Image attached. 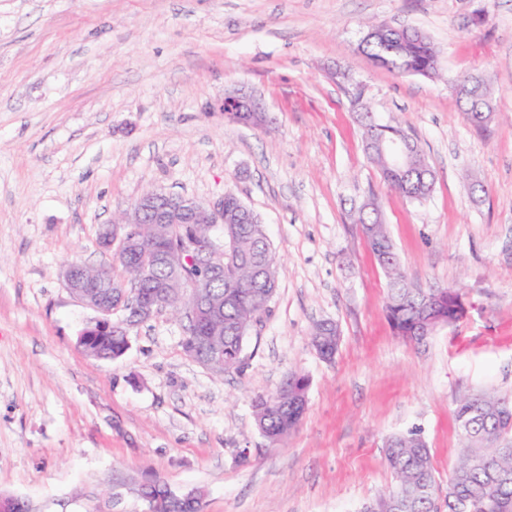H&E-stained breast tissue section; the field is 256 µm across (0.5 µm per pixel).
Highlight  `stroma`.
Listing matches in <instances>:
<instances>
[{
  "label": "stroma",
  "mask_w": 512,
  "mask_h": 512,
  "mask_svg": "<svg viewBox=\"0 0 512 512\" xmlns=\"http://www.w3.org/2000/svg\"><path fill=\"white\" fill-rule=\"evenodd\" d=\"M370 24L424 33L438 75L377 66L359 48ZM469 74L491 91L485 132L454 91ZM351 82L420 142L425 199L366 156ZM240 87L269 129L224 116ZM150 189L212 205L231 190L267 225L279 285L241 371L186 356L165 311L117 360L79 347L94 313L62 272L111 266L99 232ZM370 202L413 287L465 296V318L424 343L388 322L357 224ZM324 320L340 331L330 361L311 344ZM292 373L308 407L274 447L251 400ZM478 391L512 400V0H0V497L146 512L132 482L153 476L201 492L202 512H360L391 481L387 439L416 431L444 499L454 410Z\"/></svg>",
  "instance_id": "obj_1"
}]
</instances>
